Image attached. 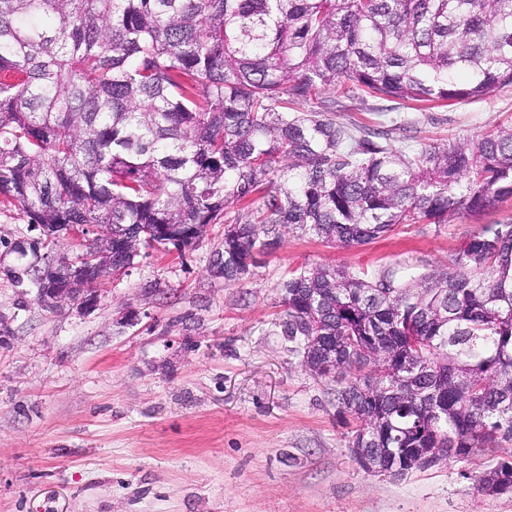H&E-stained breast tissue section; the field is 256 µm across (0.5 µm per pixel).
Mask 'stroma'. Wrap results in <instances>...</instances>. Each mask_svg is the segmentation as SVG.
Returning <instances> with one entry per match:
<instances>
[{"instance_id":"35a3bbf8","label":"stroma","mask_w":512,"mask_h":512,"mask_svg":"<svg viewBox=\"0 0 512 512\" xmlns=\"http://www.w3.org/2000/svg\"><path fill=\"white\" fill-rule=\"evenodd\" d=\"M398 114L422 142L471 140L512 122V86ZM506 221L512 198L348 250L291 231L233 285L210 271L216 224L103 281L89 312L46 309L0 271V512H512L511 493L478 488L510 442L401 478L363 470L335 383L275 323L290 269L425 273Z\"/></svg>"}]
</instances>
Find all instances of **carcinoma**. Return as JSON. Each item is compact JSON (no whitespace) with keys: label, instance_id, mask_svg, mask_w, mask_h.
Wrapping results in <instances>:
<instances>
[{"label":"carcinoma","instance_id":"carcinoma-1","mask_svg":"<svg viewBox=\"0 0 512 512\" xmlns=\"http://www.w3.org/2000/svg\"><path fill=\"white\" fill-rule=\"evenodd\" d=\"M509 85L512 0H0V202L43 230L12 277L92 288L222 223L232 285L286 229L344 249L482 214L512 197V123L395 147L409 123L376 102ZM370 99L373 125L330 118ZM66 224L89 230L58 257ZM279 288L290 351L321 378L336 354L351 443L461 461L512 441L511 223L423 275L316 264Z\"/></svg>","mask_w":512,"mask_h":512}]
</instances>
